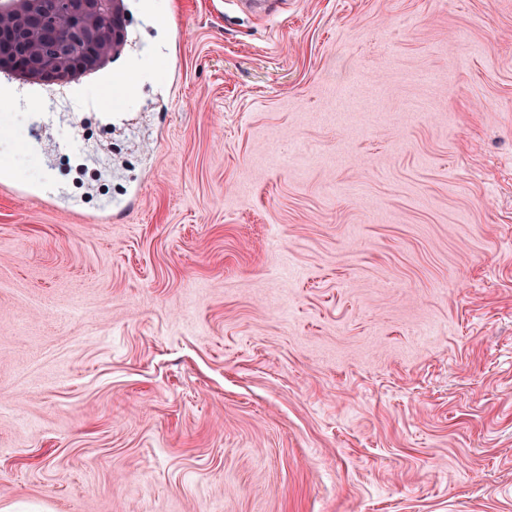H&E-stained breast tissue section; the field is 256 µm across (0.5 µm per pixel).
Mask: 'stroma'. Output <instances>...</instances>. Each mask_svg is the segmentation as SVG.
I'll return each instance as SVG.
<instances>
[{
    "instance_id": "obj_1",
    "label": "stroma",
    "mask_w": 512,
    "mask_h": 512,
    "mask_svg": "<svg viewBox=\"0 0 512 512\" xmlns=\"http://www.w3.org/2000/svg\"><path fill=\"white\" fill-rule=\"evenodd\" d=\"M124 3L0 103V512H512V0Z\"/></svg>"
}]
</instances>
